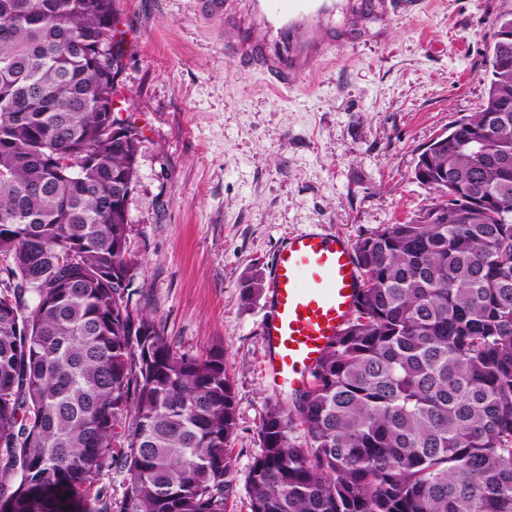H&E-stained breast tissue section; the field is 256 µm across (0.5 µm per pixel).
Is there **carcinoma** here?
Returning <instances> with one entry per match:
<instances>
[{"instance_id": "obj_1", "label": "carcinoma", "mask_w": 512, "mask_h": 512, "mask_svg": "<svg viewBox=\"0 0 512 512\" xmlns=\"http://www.w3.org/2000/svg\"><path fill=\"white\" fill-rule=\"evenodd\" d=\"M115 3L0 0V512H227L234 495L224 351L177 353L141 306L143 134L127 116L112 135ZM501 33L479 111L417 157L432 201L357 240L352 317L295 410L267 409L251 512H512V12ZM114 465L119 503L88 502ZM126 473L119 467L112 466L111 469L105 470L99 477V480L91 487L89 493L93 498L100 488L107 491L112 496V502L121 500L125 491Z\"/></svg>"}]
</instances>
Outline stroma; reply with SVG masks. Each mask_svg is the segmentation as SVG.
<instances>
[{
    "label": "stroma",
    "instance_id": "stroma-1",
    "mask_svg": "<svg viewBox=\"0 0 512 512\" xmlns=\"http://www.w3.org/2000/svg\"><path fill=\"white\" fill-rule=\"evenodd\" d=\"M337 18L326 56L277 91L240 65L196 0H117L124 50L119 102L143 132L128 201L142 304L173 349H224L238 429L229 449L237 494L247 486L267 408L296 393L264 368V297L241 285L269 274L284 238L310 225L349 241L406 220L429 190L418 154L478 111L487 48L512 0H384Z\"/></svg>",
    "mask_w": 512,
    "mask_h": 512
}]
</instances>
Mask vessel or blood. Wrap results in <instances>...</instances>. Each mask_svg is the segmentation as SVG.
<instances>
[{"instance_id": "obj_1", "label": "vessel or blood", "mask_w": 512, "mask_h": 512, "mask_svg": "<svg viewBox=\"0 0 512 512\" xmlns=\"http://www.w3.org/2000/svg\"><path fill=\"white\" fill-rule=\"evenodd\" d=\"M237 32L231 56L271 76L285 90L325 52L326 43L299 37L317 25L334 32L335 0H197ZM363 286L354 251L342 235L314 227L289 235L278 250L262 324L265 368L302 387L342 329Z\"/></svg>"}]
</instances>
